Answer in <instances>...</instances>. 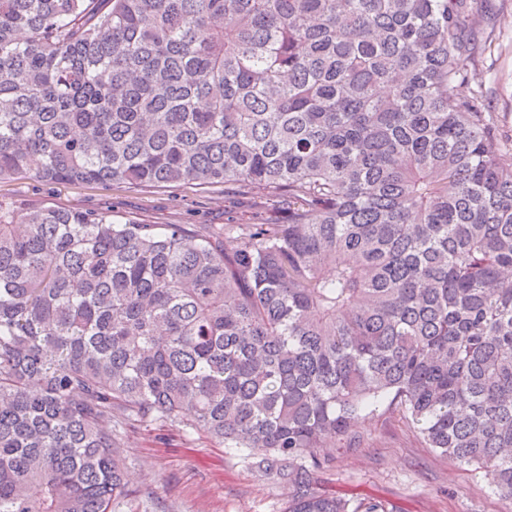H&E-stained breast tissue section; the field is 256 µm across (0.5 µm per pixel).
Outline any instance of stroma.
Here are the masks:
<instances>
[{
  "instance_id": "1",
  "label": "stroma",
  "mask_w": 512,
  "mask_h": 512,
  "mask_svg": "<svg viewBox=\"0 0 512 512\" xmlns=\"http://www.w3.org/2000/svg\"><path fill=\"white\" fill-rule=\"evenodd\" d=\"M482 32L496 36L493 65L480 72L492 88L496 117L512 130V0H483ZM43 201L64 209L111 210L115 220L152 224H220L225 217L251 223L260 199L246 200L223 187L192 184L145 189L129 184H54L22 180L0 184V198ZM354 448H327L329 471L317 475L319 488L348 498L378 501L391 512H506L484 474L437 455L397 413L381 411L360 422ZM119 453L132 505L116 512H284L290 489L250 470L238 452L218 446L181 423L126 422Z\"/></svg>"
}]
</instances>
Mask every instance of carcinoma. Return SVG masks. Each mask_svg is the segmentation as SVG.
I'll return each mask as SVG.
<instances>
[{"label": "carcinoma", "mask_w": 512, "mask_h": 512, "mask_svg": "<svg viewBox=\"0 0 512 512\" xmlns=\"http://www.w3.org/2000/svg\"><path fill=\"white\" fill-rule=\"evenodd\" d=\"M479 24L477 0H0V182L266 204L190 229L0 199V512H114L125 420L247 450L284 512H391L313 485L383 406L512 512V135Z\"/></svg>", "instance_id": "carcinoma-1"}]
</instances>
